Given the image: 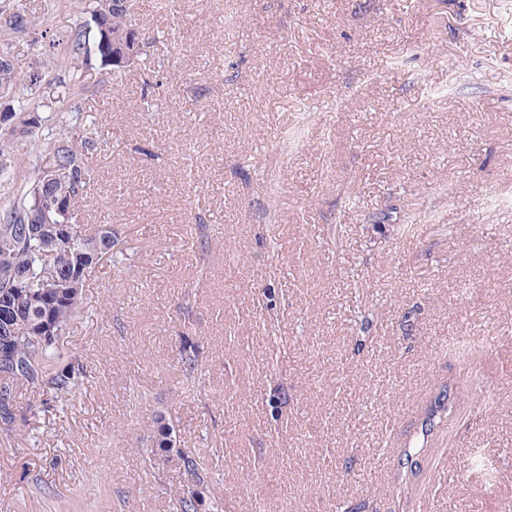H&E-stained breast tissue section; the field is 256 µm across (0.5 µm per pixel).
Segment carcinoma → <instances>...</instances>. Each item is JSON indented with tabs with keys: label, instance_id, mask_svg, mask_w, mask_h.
<instances>
[{
	"label": "carcinoma",
	"instance_id": "obj_1",
	"mask_svg": "<svg viewBox=\"0 0 512 512\" xmlns=\"http://www.w3.org/2000/svg\"><path fill=\"white\" fill-rule=\"evenodd\" d=\"M28 24L26 11L19 7L0 11V28L23 32ZM135 30L130 0H93L90 20L77 24L67 40L71 68H91L96 59L113 71L114 78H121L143 55V49L122 58L115 54V46L135 38ZM40 126L39 113H28L0 139V149L27 145ZM102 137L103 131L94 127L82 135L64 133L55 139L47 145L46 163L33 167L9 207L0 210V437L6 440L27 422L17 402L20 388L33 389L47 405L63 403L88 378L81 356L64 354L60 341L80 314L92 271L106 260L118 261L123 253L112 225L84 224L79 218V207L97 179L88 161L89 150ZM55 174H64L68 180L55 185L51 180ZM53 191L65 197L68 213V244L61 250L45 243L39 233L44 225L31 223V216L41 212L42 199ZM22 273L27 281L20 288L16 275ZM182 364L189 375L198 371L196 348L182 349ZM454 405L450 389L440 390L421 423L422 435L439 429ZM154 426V445L164 453L176 452L190 476L191 485L177 495L173 512H219V503L206 501L202 492L208 472L200 465L199 451L176 447L174 424L165 415L156 416ZM416 475L407 454L400 463L393 494L406 495Z\"/></svg>",
	"mask_w": 512,
	"mask_h": 512
}]
</instances>
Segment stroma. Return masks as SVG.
Returning a JSON list of instances; mask_svg holds the SVG:
<instances>
[{
  "mask_svg": "<svg viewBox=\"0 0 512 512\" xmlns=\"http://www.w3.org/2000/svg\"><path fill=\"white\" fill-rule=\"evenodd\" d=\"M133 2L151 42L121 79L43 69L13 102L40 113L41 144L106 130L84 218L127 256L92 272L61 342L87 383L51 410L18 397L29 424L0 441V512H170L188 474L151 452L160 413L178 447L212 449L223 512H505L512 0H238L230 52L221 0ZM86 3L0 0L32 20L0 50L29 75ZM35 162L0 155V207ZM463 337L484 341L470 367L448 350ZM471 368L491 406L422 436ZM406 452L428 483L399 501ZM450 391L451 389L447 387L443 388L434 398V405L431 406L421 423V433L423 436L428 437L432 435L435 430L439 429L444 419L448 416V413L454 408L455 396Z\"/></svg>",
  "mask_w": 512,
  "mask_h": 512,
  "instance_id": "stroma-1",
  "label": "stroma"
}]
</instances>
